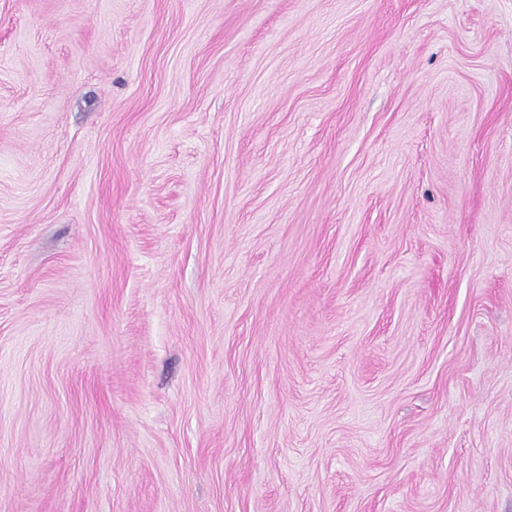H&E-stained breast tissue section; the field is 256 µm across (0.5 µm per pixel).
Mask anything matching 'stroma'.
<instances>
[{"label": "stroma", "mask_w": 512, "mask_h": 512, "mask_svg": "<svg viewBox=\"0 0 512 512\" xmlns=\"http://www.w3.org/2000/svg\"><path fill=\"white\" fill-rule=\"evenodd\" d=\"M0 512H512V0H0Z\"/></svg>", "instance_id": "stroma-1"}]
</instances>
